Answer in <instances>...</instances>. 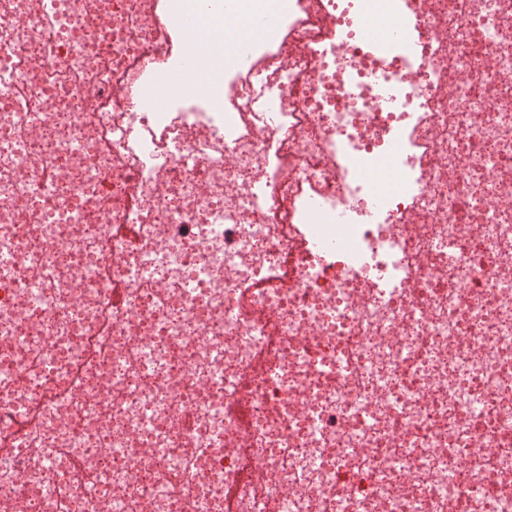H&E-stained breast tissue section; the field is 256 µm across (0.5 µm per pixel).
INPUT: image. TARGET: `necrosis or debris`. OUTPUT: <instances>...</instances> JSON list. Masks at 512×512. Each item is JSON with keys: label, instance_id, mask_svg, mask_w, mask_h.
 Listing matches in <instances>:
<instances>
[{"label": "necrosis or debris", "instance_id": "4bbe7bcc", "mask_svg": "<svg viewBox=\"0 0 512 512\" xmlns=\"http://www.w3.org/2000/svg\"><path fill=\"white\" fill-rule=\"evenodd\" d=\"M187 9L0 0V512H512V0Z\"/></svg>", "mask_w": 512, "mask_h": 512}]
</instances>
